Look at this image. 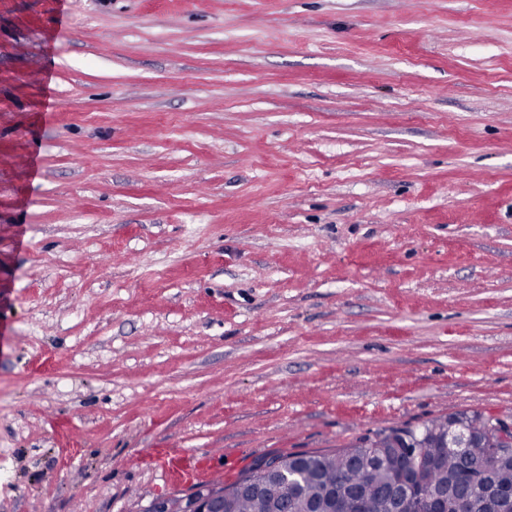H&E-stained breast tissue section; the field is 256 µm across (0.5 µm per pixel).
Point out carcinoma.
I'll use <instances>...</instances> for the list:
<instances>
[{"label": "carcinoma", "mask_w": 512, "mask_h": 512, "mask_svg": "<svg viewBox=\"0 0 512 512\" xmlns=\"http://www.w3.org/2000/svg\"><path fill=\"white\" fill-rule=\"evenodd\" d=\"M498 418L458 412L417 426L379 429L326 452L276 453L223 485L230 512H309L333 493L345 512H491L486 486L512 491V448L489 434ZM468 427V448L442 446L448 431ZM411 452L402 454V440Z\"/></svg>", "instance_id": "obj_1"}]
</instances>
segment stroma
Here are the masks:
<instances>
[{"label": "stroma", "instance_id": "1", "mask_svg": "<svg viewBox=\"0 0 512 512\" xmlns=\"http://www.w3.org/2000/svg\"><path fill=\"white\" fill-rule=\"evenodd\" d=\"M512 422V0H0V512H139Z\"/></svg>", "mask_w": 512, "mask_h": 512}]
</instances>
